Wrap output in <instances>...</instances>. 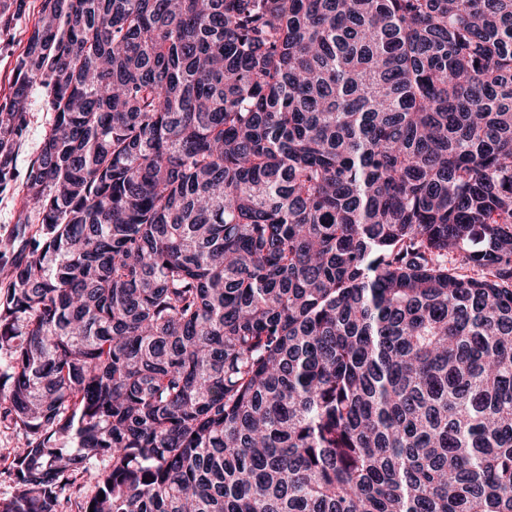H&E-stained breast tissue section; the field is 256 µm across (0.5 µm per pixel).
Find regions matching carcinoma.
Instances as JSON below:
<instances>
[{
  "instance_id": "cac0c4a2",
  "label": "carcinoma",
  "mask_w": 512,
  "mask_h": 512,
  "mask_svg": "<svg viewBox=\"0 0 512 512\" xmlns=\"http://www.w3.org/2000/svg\"><path fill=\"white\" fill-rule=\"evenodd\" d=\"M44 77L0 512H512V0H43L0 188ZM21 442V436L15 428L0 422V501L10 498L15 492V486L8 475V468L14 451Z\"/></svg>"
}]
</instances>
